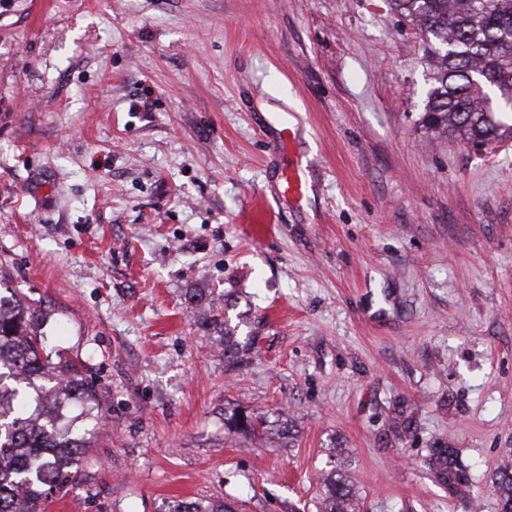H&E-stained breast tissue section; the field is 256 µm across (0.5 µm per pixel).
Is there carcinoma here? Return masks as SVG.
<instances>
[{
    "mask_svg": "<svg viewBox=\"0 0 512 512\" xmlns=\"http://www.w3.org/2000/svg\"><path fill=\"white\" fill-rule=\"evenodd\" d=\"M395 10L425 35L431 87L424 126L484 146L512 130L511 112L485 101L512 92V0H392ZM50 313L20 291L0 295V512H44L66 496L93 447L104 414L94 381L79 358L54 361L43 327ZM234 330L221 325L216 340L224 358L237 357ZM224 421L245 431L265 427L263 415L234 412ZM457 449L437 448L431 461L448 480H468L454 469ZM323 512H356L357 499L343 477L325 482ZM502 512H512V474L501 476ZM168 512H235L219 499L174 502Z\"/></svg>",
    "mask_w": 512,
    "mask_h": 512,
    "instance_id": "1",
    "label": "carcinoma"
}]
</instances>
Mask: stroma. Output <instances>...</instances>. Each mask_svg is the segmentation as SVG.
Returning a JSON list of instances; mask_svg holds the SVG:
<instances>
[{
    "instance_id": "1",
    "label": "stroma",
    "mask_w": 512,
    "mask_h": 512,
    "mask_svg": "<svg viewBox=\"0 0 512 512\" xmlns=\"http://www.w3.org/2000/svg\"><path fill=\"white\" fill-rule=\"evenodd\" d=\"M427 78L389 0H0V286L106 409L47 512H320L334 472L360 512H501L512 137L428 131ZM278 178L281 180L288 195L302 198L308 192L309 185L301 177L297 167L288 166V169L284 167L279 169ZM457 449L456 448H435L430 461L443 472L448 474V481L461 482L462 480L468 482L469 479L465 473H459L454 469L456 465ZM236 510L224 500L188 499L175 501L168 512H235Z\"/></svg>"
}]
</instances>
